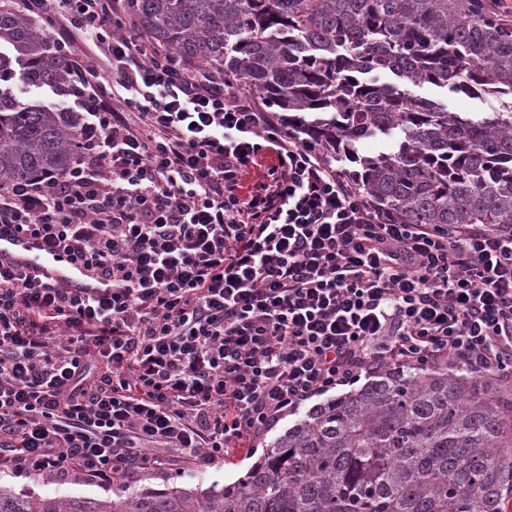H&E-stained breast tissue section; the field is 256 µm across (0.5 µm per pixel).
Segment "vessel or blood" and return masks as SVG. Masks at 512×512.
Segmentation results:
<instances>
[{
	"mask_svg": "<svg viewBox=\"0 0 512 512\" xmlns=\"http://www.w3.org/2000/svg\"><path fill=\"white\" fill-rule=\"evenodd\" d=\"M0 260L38 270L89 295L102 293L106 287L105 281L95 279L82 266L67 261L64 255L50 251L29 236L0 234Z\"/></svg>",
	"mask_w": 512,
	"mask_h": 512,
	"instance_id": "vessel-or-blood-1",
	"label": "vessel or blood"
}]
</instances>
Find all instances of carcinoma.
I'll return each instance as SVG.
<instances>
[{"label":"carcinoma","mask_w":512,"mask_h":512,"mask_svg":"<svg viewBox=\"0 0 512 512\" xmlns=\"http://www.w3.org/2000/svg\"><path fill=\"white\" fill-rule=\"evenodd\" d=\"M137 26L189 65L239 77L378 207L408 224H512V24L488 0H131ZM71 55L0 0V180L74 162ZM433 87L441 97L417 90ZM498 96L448 111V94ZM381 139L388 147L361 154ZM512 393L455 372L385 369L309 410L234 483L32 498L0 512H502Z\"/></svg>","instance_id":"cac0c4a2"}]
</instances>
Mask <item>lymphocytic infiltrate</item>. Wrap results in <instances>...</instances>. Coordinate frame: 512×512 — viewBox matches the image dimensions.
Masks as SVG:
<instances>
[{
  "mask_svg": "<svg viewBox=\"0 0 512 512\" xmlns=\"http://www.w3.org/2000/svg\"><path fill=\"white\" fill-rule=\"evenodd\" d=\"M80 51V150L0 185V231L111 283L0 262V467L125 483L236 454L386 367L512 376V225L406 224L128 0H22ZM98 372H91V364Z\"/></svg>",
  "mask_w": 512,
  "mask_h": 512,
  "instance_id": "1",
  "label": "lymphocytic infiltrate"
}]
</instances>
